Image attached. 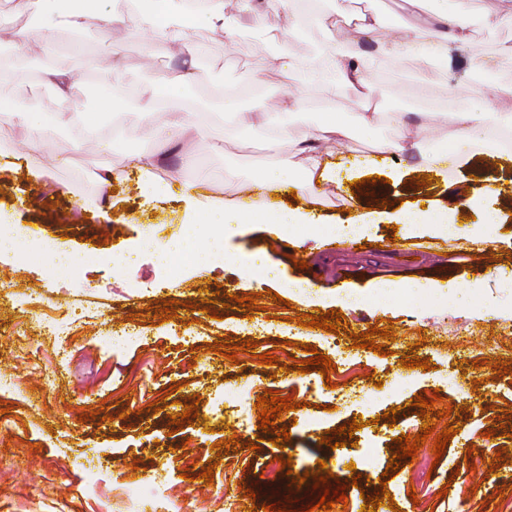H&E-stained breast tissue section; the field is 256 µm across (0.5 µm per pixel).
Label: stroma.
Instances as JSON below:
<instances>
[{
  "instance_id": "obj_1",
  "label": "stroma",
  "mask_w": 512,
  "mask_h": 512,
  "mask_svg": "<svg viewBox=\"0 0 512 512\" xmlns=\"http://www.w3.org/2000/svg\"><path fill=\"white\" fill-rule=\"evenodd\" d=\"M354 2L330 0L329 15L344 19L343 39L354 49L373 50L384 33L352 20ZM366 2L370 11L396 18L399 28L432 26L426 0ZM492 34L496 44L485 48L483 31L472 30L470 42L450 56L444 79L433 84L420 80L421 64L407 46L393 80L373 77L371 98L338 90L333 82L307 90L287 139L273 147L260 131L225 130L222 100L201 92L196 63L173 57L163 38L115 27L93 34L78 50L59 42L56 50L64 58L80 52L104 62L119 52L139 88L178 82L171 105L210 118L182 143L157 147L142 137L136 103L116 96L111 108L120 121L119 139L107 135L102 144L79 147L57 129L49 135L48 152L26 156L13 149L16 129L0 122V225L23 224L59 241L86 273L84 280L56 288L43 259L21 262L13 252H0V379L15 385L0 393V410H7L11 422L0 429V512H127L124 490L168 465L188 474L176 491L182 512H218L210 503L218 493L237 503V512H263L268 505L309 512L324 490L337 488L332 476L322 489L311 477L322 466L336 469L338 452L321 439L356 417L361 430L340 439L359 450L372 447L377 467L370 478L347 486V507L333 512H362L373 495L380 498L375 512L395 506L400 512H507L512 355H501L498 346L501 324H512V191L505 189L512 161L501 151L473 148L443 170L427 166L414 149L395 156L389 168L365 162L401 111H426V136L448 142L453 124L440 123L433 113L479 109L485 88L474 74L482 66H491L495 83L512 85V20ZM202 40L223 80L277 95L301 85L313 54L312 45L297 43L291 55L276 57L241 38L229 44L204 28L187 30V43ZM452 86L458 90L453 97ZM370 103L380 120L363 130L352 119ZM326 113L348 123L350 150L335 182L301 184L294 194L277 198L257 194L251 186L256 172L268 164L295 166L297 140ZM129 142L157 149L160 162L151 175L128 166ZM184 149L194 154V166L181 165ZM98 164L114 172L111 186L95 177ZM201 170L208 181L196 184V199H187L184 189ZM224 204L305 207L319 229L287 236L273 224L235 225L224 237V250L240 257L237 265L201 261V243L191 241L188 262L171 283L147 256L134 268L113 269L111 257L133 251L144 235L161 245L182 241L184 225L205 208ZM424 207L447 209L460 240L442 238L426 224H397L402 209ZM490 210L498 211L500 222L487 229L484 215ZM359 223L364 233L353 242L329 230ZM405 246L418 249V256L404 257ZM254 256L265 261L269 276L255 278L243 268ZM386 282L420 285L418 300L381 299L379 286ZM247 296L256 297L257 310L242 307ZM171 300L179 303L172 320L157 322L155 312ZM83 307L95 311V318L56 339L41 335L31 320L36 313L62 319ZM327 311L342 313L337 337L343 341L383 321L393 323L392 336L382 340L383 353L367 355L371 377L364 391L337 402L306 392L305 374L291 369L327 336L325 330L298 326L297 317ZM461 315L476 331L465 361L453 358V329ZM128 326L141 330V339L112 346L108 334ZM224 340L238 346L236 361L214 353L215 343ZM250 340L254 351L242 350ZM266 352L277 353V362L260 364ZM409 353L429 361V368L402 367ZM268 391L291 396L298 408L263 429L255 403ZM228 393L246 395L252 403L249 423L218 415ZM435 393L454 410L435 427L453 426L455 435L441 456H434L429 438L414 459L388 471L397 438L419 434L424 425L416 399ZM177 403L197 407L196 418L179 431L171 424ZM282 427L290 438L280 442ZM219 441L228 444L221 456L213 449ZM278 457L292 459V472L268 480L270 462ZM91 460L101 462L106 478L89 496L74 466ZM208 465L214 468L209 485L200 479Z\"/></svg>"
}]
</instances>
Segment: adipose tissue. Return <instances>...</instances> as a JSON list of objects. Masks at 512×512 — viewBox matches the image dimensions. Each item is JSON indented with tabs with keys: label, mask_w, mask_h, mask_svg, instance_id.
I'll return each mask as SVG.
<instances>
[{
	"label": "adipose tissue",
	"mask_w": 512,
	"mask_h": 512,
	"mask_svg": "<svg viewBox=\"0 0 512 512\" xmlns=\"http://www.w3.org/2000/svg\"><path fill=\"white\" fill-rule=\"evenodd\" d=\"M58 0H14L19 14L36 13L37 25L12 30L13 43L20 47L30 45L51 49L59 30L65 29L77 35H84L115 26L131 25L145 35H163L168 41L182 43L185 33L193 27H205L223 33L227 43H234L243 33L251 32L265 37L276 44L279 53H287L290 42L286 33L276 31L268 22L265 13L257 10L253 0H242L241 7L233 12L225 11L224 0H207V7L198 12L189 11L185 0H140L138 9L123 8L121 0H68L65 8H58ZM433 16L453 28L451 38H444L432 32L413 30L410 43L429 60L422 71L424 81H434L448 58L454 45L467 43L469 30L464 23L467 11L465 0H430ZM398 43H383L378 53L357 55L351 53L340 41L335 28H328L324 39L315 46V52L324 56L323 66L308 73L309 85L315 86L328 80H340L347 86L361 88L367 85L372 73L382 58L395 55ZM86 79L84 71L76 68L60 69L50 67L40 73L42 83L49 85L58 101L57 106L30 112L4 103L0 100V118L7 119L18 131L15 150L28 154L45 148L48 144L46 133L62 128L71 131L76 145H83L98 139L103 124L99 116L89 113L79 102L77 91ZM500 91H493L483 107L477 111H463L454 117L452 145H427L418 128L406 117L395 120L389 137L380 143L372 156V163H382L385 156H393L413 148L419 150L428 165L445 167L452 160V150L465 147L486 138L496 129H512V113L498 109ZM300 93L286 94L276 103L273 112L257 114L237 109L233 97H226L225 111L230 123L237 127L259 125L270 143L287 138L288 119L302 107ZM159 98L146 95L139 101V118L151 125L156 139L164 142L180 140L189 126L188 114L171 111L166 123L154 122L159 112ZM347 127L334 116H326L315 125L308 139L300 142L297 153L301 158L300 168L305 174L307 185L316 182H330L336 178V168L344 157V140Z\"/></svg>",
	"instance_id": "obj_1"
}]
</instances>
